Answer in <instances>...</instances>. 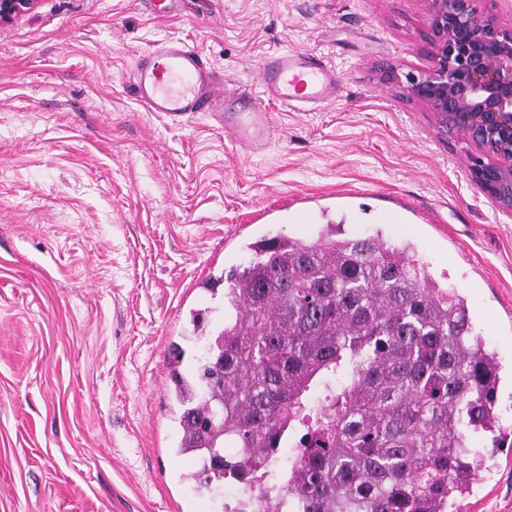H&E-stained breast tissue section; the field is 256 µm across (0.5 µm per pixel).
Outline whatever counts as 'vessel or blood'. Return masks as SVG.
Listing matches in <instances>:
<instances>
[{"instance_id":"1","label":"vessel or blood","mask_w":512,"mask_h":512,"mask_svg":"<svg viewBox=\"0 0 512 512\" xmlns=\"http://www.w3.org/2000/svg\"><path fill=\"white\" fill-rule=\"evenodd\" d=\"M134 80L148 111L177 122L207 116L253 152L262 149L273 134L265 100L292 112H307L335 102L339 93L333 67L314 54L283 50L259 70L261 96L225 108L223 80L199 50L173 37L156 41L138 58Z\"/></svg>"}]
</instances>
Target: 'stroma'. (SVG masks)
<instances>
[{"instance_id": "stroma-1", "label": "stroma", "mask_w": 512, "mask_h": 512, "mask_svg": "<svg viewBox=\"0 0 512 512\" xmlns=\"http://www.w3.org/2000/svg\"><path fill=\"white\" fill-rule=\"evenodd\" d=\"M426 0H41L0 27V512H224L177 456L170 370L196 378L224 322V284L251 243L344 236L417 246L454 284L512 376V213L472 180L475 148L403 96L389 69L433 64ZM176 37L232 95H259L284 49L336 70L334 104L266 108L245 155L198 116L138 100L135 63ZM504 445L461 512H512Z\"/></svg>"}]
</instances>
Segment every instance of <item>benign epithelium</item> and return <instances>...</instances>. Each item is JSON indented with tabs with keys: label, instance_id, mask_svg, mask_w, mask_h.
<instances>
[{
	"label": "benign epithelium",
	"instance_id": "1",
	"mask_svg": "<svg viewBox=\"0 0 512 512\" xmlns=\"http://www.w3.org/2000/svg\"><path fill=\"white\" fill-rule=\"evenodd\" d=\"M40 0H0V27L33 11ZM434 65L399 81L426 103L439 125L468 138L474 182L501 210L512 212V33L483 17L478 0H426Z\"/></svg>",
	"mask_w": 512,
	"mask_h": 512
}]
</instances>
